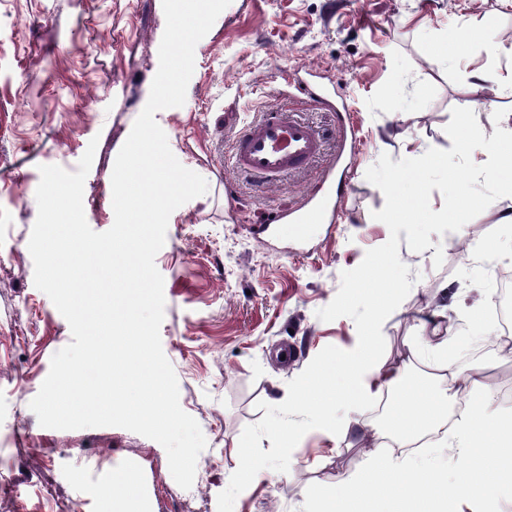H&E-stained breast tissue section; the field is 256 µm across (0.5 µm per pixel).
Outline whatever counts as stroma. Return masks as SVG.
Returning <instances> with one entry per match:
<instances>
[{"mask_svg":"<svg viewBox=\"0 0 512 512\" xmlns=\"http://www.w3.org/2000/svg\"><path fill=\"white\" fill-rule=\"evenodd\" d=\"M486 17L495 21L488 36ZM461 27L471 30L468 42L452 39ZM164 29L162 0H0V512H107L104 493L122 475L136 487L127 512H217L239 465L240 435L263 416L258 402L281 404L288 382L325 346L357 344L351 318L325 322L316 312L337 294L342 272L390 236L372 217L385 198L367 169L384 153L407 157L411 139L450 149L453 108L474 110L487 135L512 111V91L478 90L468 78L478 67L512 73V56L485 45L491 37L512 47V0H232L219 15L195 47L184 105L155 115L176 158L208 183L204 199L171 214L155 258L166 301L162 348L180 405L207 441L185 490L156 441L119 427L45 428L29 407L52 356L72 340L33 281L39 168L76 171L97 140L83 205L94 231L111 228L114 161L148 100ZM437 51L453 64H434ZM286 73L346 101L360 137L333 223L310 226L300 242L268 241L253 227L318 191L341 126L334 111L287 96ZM284 105L325 144L306 170L272 187L237 172L231 153L260 113ZM430 239L420 253L399 245L414 285L383 324L382 363L424 379L479 365L486 386L499 390L512 379V352L499 342L504 302L491 281L512 269V224L487 209ZM284 342L298 351L288 365L275 359ZM353 416L348 436L309 431L288 472L260 471L233 512H315L375 454L374 436L387 428L375 403Z\"/></svg>","mask_w":512,"mask_h":512,"instance_id":"stroma-1","label":"stroma"}]
</instances>
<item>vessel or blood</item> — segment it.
Wrapping results in <instances>:
<instances>
[{
	"label": "vessel or blood",
	"instance_id": "obj_1",
	"mask_svg": "<svg viewBox=\"0 0 512 512\" xmlns=\"http://www.w3.org/2000/svg\"><path fill=\"white\" fill-rule=\"evenodd\" d=\"M323 138L318 130L294 118L289 109L263 113L249 124L234 145V167L240 173L262 180L306 168L321 153ZM322 194L309 198L298 210L276 214L271 223L257 225L255 234L277 237L291 232L301 239L304 225L323 223L341 195L332 178H325Z\"/></svg>",
	"mask_w": 512,
	"mask_h": 512
}]
</instances>
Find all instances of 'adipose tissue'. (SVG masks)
<instances>
[{"label":"adipose tissue","instance_id":"adipose-tissue-1","mask_svg":"<svg viewBox=\"0 0 512 512\" xmlns=\"http://www.w3.org/2000/svg\"><path fill=\"white\" fill-rule=\"evenodd\" d=\"M379 343L378 336L366 334L358 351L341 362L347 385L330 390V402L353 408L382 388H392L399 394L392 430L410 439L442 429L448 400L466 398L469 409L455 431L461 464L447 481L411 463L371 458L340 482L321 512H460L465 503L494 512L499 496L512 497V417L497 407L479 369L463 376L449 373L437 392L423 381H402L379 366Z\"/></svg>","mask_w":512,"mask_h":512}]
</instances>
